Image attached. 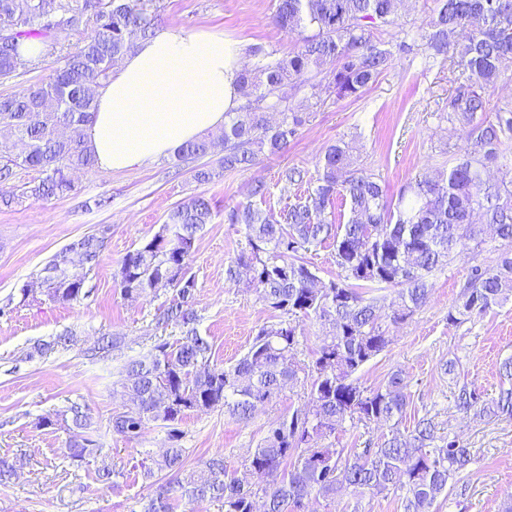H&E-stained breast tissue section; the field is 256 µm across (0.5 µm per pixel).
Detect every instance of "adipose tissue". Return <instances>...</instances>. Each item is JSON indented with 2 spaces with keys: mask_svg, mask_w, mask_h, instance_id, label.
<instances>
[{
  "mask_svg": "<svg viewBox=\"0 0 512 512\" xmlns=\"http://www.w3.org/2000/svg\"><path fill=\"white\" fill-rule=\"evenodd\" d=\"M242 47L223 34L156 29L97 94L85 139L97 164L129 170L220 128L241 102Z\"/></svg>",
  "mask_w": 512,
  "mask_h": 512,
  "instance_id": "adipose-tissue-1",
  "label": "adipose tissue"
}]
</instances>
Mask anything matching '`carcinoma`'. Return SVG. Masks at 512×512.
Instances as JSON below:
<instances>
[{
	"instance_id": "obj_1",
	"label": "carcinoma",
	"mask_w": 512,
	"mask_h": 512,
	"mask_svg": "<svg viewBox=\"0 0 512 512\" xmlns=\"http://www.w3.org/2000/svg\"><path fill=\"white\" fill-rule=\"evenodd\" d=\"M406 0H276L273 21L298 45L286 57L267 53L252 69L238 74L245 103L224 114L217 137L204 136L180 147L179 162L195 160L224 146V170H241L288 146L304 122L288 105L289 91L321 86L336 98L357 97L385 73L395 54L409 45L398 35L385 40L375 34L396 24ZM51 0H0V79L28 64L18 48L23 39L38 38L46 47L64 46L71 35L86 34L48 81L17 94L0 95V182L14 168L41 174L22 191L41 199L63 197L73 190L71 172L90 170L96 162L84 137L95 115L93 84L104 85L112 67L156 26L155 0H75L61 14H47ZM469 29L465 42L457 31ZM428 62L460 68L448 111L438 119L448 131L462 129L468 147L448 164H439L433 178L408 182L397 204L387 199L386 184L359 167L349 144L339 140L319 157L313 189L282 211L280 218L251 202L224 209V223L242 226L249 250L226 268L227 278L244 282L281 320L260 327L247 352L225 367L211 363L210 343L195 324L193 298L197 283L189 260L197 233L212 222L211 202L194 195L174 207L160 231L127 253L117 273L121 295L172 291L174 299L157 323H174L182 338L162 341L131 362L123 388L129 405L112 416V431L138 438L151 422L168 428L169 447L153 461L154 470L178 473L186 449L179 428L189 411L224 409L241 422L285 387L310 382L309 399L269 427L245 463V476L226 477L224 456L204 462V474H190L160 484L142 512H174L180 501L217 500L224 512H296L310 497L332 501L348 489L373 495L391 494L401 512H433L448 484L471 463V451L451 436H439L429 418L410 430L400 424L410 403L408 382L391 373L375 387L361 385L354 375L389 345L388 328L379 312L377 288H399L396 324L423 306L428 276L464 251L483 243V225L495 227L504 249L493 266L474 265L461 292V302L448 310L458 324L485 316L512 297V108L487 112V92L512 73V0H435L427 27L419 33ZM281 120L269 124L266 114ZM500 175L491 181V170ZM280 180L290 185L309 181L308 171L285 167ZM349 206L346 220L333 217L336 201ZM333 241L337 278L326 288H311L316 277L302 253ZM87 257V268L99 264L105 245L91 234L74 242ZM70 248L55 254L37 274L49 299L77 303L84 277L65 267ZM312 319L325 328L310 362L297 360L299 321ZM497 398L488 401L474 385H457L456 407L479 417H512V358L499 369ZM384 422L389 432L374 448L344 453L331 439L345 422ZM88 437L69 443L67 458L79 464L100 460L97 481L114 484L122 472L101 457ZM22 459L0 458V483L16 475Z\"/></svg>"
}]
</instances>
